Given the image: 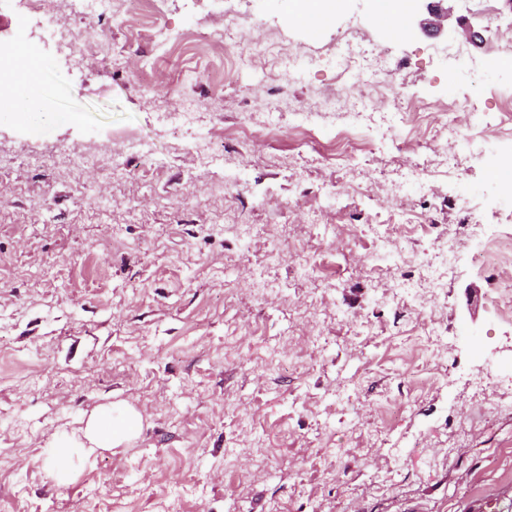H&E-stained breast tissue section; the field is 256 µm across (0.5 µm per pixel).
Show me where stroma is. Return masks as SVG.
Listing matches in <instances>:
<instances>
[{
	"mask_svg": "<svg viewBox=\"0 0 512 512\" xmlns=\"http://www.w3.org/2000/svg\"><path fill=\"white\" fill-rule=\"evenodd\" d=\"M447 5L449 36L394 34L372 0L317 27L291 0H161L156 40L119 5L91 67L15 42L0 6L40 88L39 111L0 109V512H472L493 490L512 512V282L474 263L512 236V126L479 160L436 131L462 93L497 111L512 54L488 61L487 19ZM355 23L378 59L357 87L331 60ZM216 27L217 77L187 52L145 89L137 61ZM451 42L471 63L436 59ZM130 140L147 153L95 182L66 155ZM109 404L139 433L58 477L50 444Z\"/></svg>",
	"mask_w": 512,
	"mask_h": 512,
	"instance_id": "stroma-1",
	"label": "stroma"
}]
</instances>
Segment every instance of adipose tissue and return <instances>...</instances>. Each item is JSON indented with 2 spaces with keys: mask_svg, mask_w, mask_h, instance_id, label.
Returning a JSON list of instances; mask_svg holds the SVG:
<instances>
[{
  "mask_svg": "<svg viewBox=\"0 0 512 512\" xmlns=\"http://www.w3.org/2000/svg\"><path fill=\"white\" fill-rule=\"evenodd\" d=\"M142 426V416L133 407L122 410L102 408L90 415L84 427L66 438L65 447L55 449L57 457H65L68 449L78 448L91 454L100 449L123 446L137 435Z\"/></svg>",
  "mask_w": 512,
  "mask_h": 512,
  "instance_id": "1",
  "label": "adipose tissue"
}]
</instances>
